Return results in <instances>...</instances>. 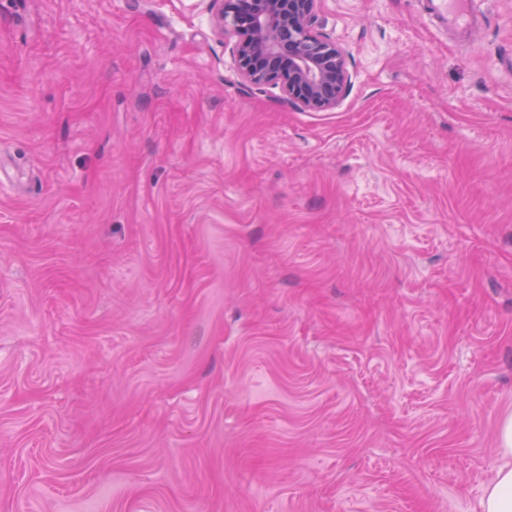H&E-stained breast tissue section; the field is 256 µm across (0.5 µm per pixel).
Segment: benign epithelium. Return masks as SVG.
I'll return each mask as SVG.
<instances>
[{
    "label": "benign epithelium",
    "instance_id": "benign-epithelium-1",
    "mask_svg": "<svg viewBox=\"0 0 512 512\" xmlns=\"http://www.w3.org/2000/svg\"><path fill=\"white\" fill-rule=\"evenodd\" d=\"M213 28L237 36L233 55L242 78L279 86L287 100L309 110L339 105L349 86L346 51L316 32V0H212Z\"/></svg>",
    "mask_w": 512,
    "mask_h": 512
}]
</instances>
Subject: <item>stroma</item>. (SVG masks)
<instances>
[{"mask_svg":"<svg viewBox=\"0 0 512 512\" xmlns=\"http://www.w3.org/2000/svg\"><path fill=\"white\" fill-rule=\"evenodd\" d=\"M0 0V512H478L512 411V0ZM213 28L237 36L233 55L242 78L279 86L287 100L309 110L336 108L346 95V51L316 32V0H213ZM434 9L448 22V27L463 37L471 38L477 30L473 1L467 0H433Z\"/></svg>","mask_w":512,"mask_h":512,"instance_id":"35a3bbf8","label":"stroma"}]
</instances>
